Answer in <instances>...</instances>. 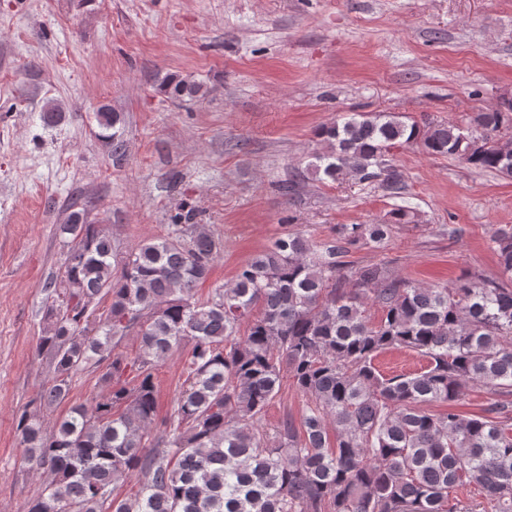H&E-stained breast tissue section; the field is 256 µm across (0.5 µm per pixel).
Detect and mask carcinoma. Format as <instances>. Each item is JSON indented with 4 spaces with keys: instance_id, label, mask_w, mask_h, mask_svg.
I'll use <instances>...</instances> for the list:
<instances>
[{
    "instance_id": "cac0c4a2",
    "label": "carcinoma",
    "mask_w": 512,
    "mask_h": 512,
    "mask_svg": "<svg viewBox=\"0 0 512 512\" xmlns=\"http://www.w3.org/2000/svg\"><path fill=\"white\" fill-rule=\"evenodd\" d=\"M161 91L196 97L181 79ZM112 155L125 153L121 113H94ZM512 100L468 124L419 125L386 112H354L323 127L327 143L308 171L320 180L395 183L389 154L418 144L512 178ZM86 208L56 225L66 247L36 350L52 376L16 431L30 468L47 475L28 512H476L456 490L477 484L482 512H512V226L491 230L501 276L425 287L381 263L354 266L350 249L383 247L409 208L376 224H336L319 249L288 230L201 300L221 243L195 214L174 215L165 236L120 256ZM107 306H101L102 299ZM380 305L376 323L366 300ZM134 333L138 352L118 350ZM390 348L425 358L418 373L387 377L374 365ZM186 350V377L154 427V371ZM101 370V390L52 426L40 411L64 403L75 373ZM307 398L300 418L262 426L282 380ZM476 384L485 415L456 402ZM446 404L429 413L424 406ZM336 426L330 442L329 425ZM128 477L137 490L122 498Z\"/></svg>"
}]
</instances>
